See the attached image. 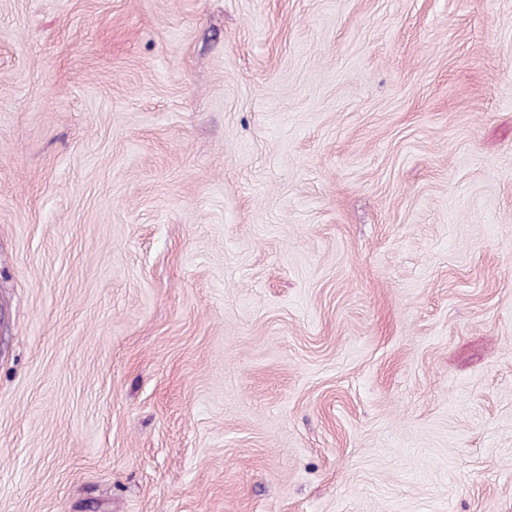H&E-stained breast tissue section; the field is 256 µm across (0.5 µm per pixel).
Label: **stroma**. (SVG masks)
Returning a JSON list of instances; mask_svg holds the SVG:
<instances>
[{
	"instance_id": "stroma-1",
	"label": "stroma",
	"mask_w": 512,
	"mask_h": 512,
	"mask_svg": "<svg viewBox=\"0 0 512 512\" xmlns=\"http://www.w3.org/2000/svg\"><path fill=\"white\" fill-rule=\"evenodd\" d=\"M0 512H512V0H0Z\"/></svg>"
}]
</instances>
